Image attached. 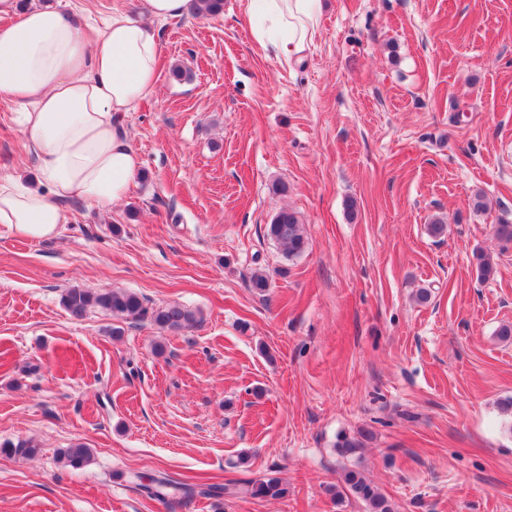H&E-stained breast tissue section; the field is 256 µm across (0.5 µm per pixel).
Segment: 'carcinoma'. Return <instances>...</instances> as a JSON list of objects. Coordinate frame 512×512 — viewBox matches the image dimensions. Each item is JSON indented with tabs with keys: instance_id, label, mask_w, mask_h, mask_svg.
<instances>
[{
	"instance_id": "1",
	"label": "carcinoma",
	"mask_w": 512,
	"mask_h": 512,
	"mask_svg": "<svg viewBox=\"0 0 512 512\" xmlns=\"http://www.w3.org/2000/svg\"><path fill=\"white\" fill-rule=\"evenodd\" d=\"M267 235L274 240L288 258L301 255L306 248L307 238L303 224L296 212L282 209L272 218L266 228ZM61 302L70 317L79 320L85 317L92 308H99L112 313V316L138 321L145 317L160 328L179 330L197 321L196 314L179 305H168L149 310L145 299L129 290H112L92 292L84 288L72 287L64 290ZM90 449L77 443L61 452L64 465L79 468L88 461ZM147 493L157 499L181 495L193 497L201 495L207 498H220L229 492L228 485L210 484L198 488L191 485H176L165 477L151 479V484L145 486ZM239 493L256 499H278L288 494V487L278 478L269 477L241 484ZM348 493L362 501L366 512H395L393 504L379 491L361 471L347 469L343 474V487L335 492L340 496Z\"/></svg>"
}]
</instances>
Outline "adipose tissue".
<instances>
[{
    "label": "adipose tissue",
    "instance_id": "1",
    "mask_svg": "<svg viewBox=\"0 0 512 512\" xmlns=\"http://www.w3.org/2000/svg\"><path fill=\"white\" fill-rule=\"evenodd\" d=\"M187 2L144 0L140 16L114 13L87 37L61 7L0 0V99L16 106L40 182L0 176V226L49 239L67 223V203L107 212L125 200L139 160L122 117L156 88L157 21L181 16ZM249 10L258 42L289 62L314 40L321 0H251Z\"/></svg>",
    "mask_w": 512,
    "mask_h": 512
}]
</instances>
